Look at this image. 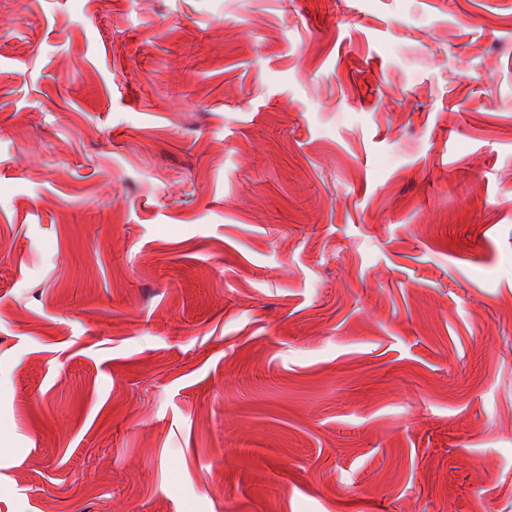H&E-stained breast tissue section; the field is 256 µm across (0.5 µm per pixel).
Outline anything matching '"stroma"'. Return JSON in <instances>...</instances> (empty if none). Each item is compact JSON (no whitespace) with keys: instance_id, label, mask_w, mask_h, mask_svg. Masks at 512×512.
<instances>
[{"instance_id":"obj_1","label":"stroma","mask_w":512,"mask_h":512,"mask_svg":"<svg viewBox=\"0 0 512 512\" xmlns=\"http://www.w3.org/2000/svg\"><path fill=\"white\" fill-rule=\"evenodd\" d=\"M0 512H512V0H0Z\"/></svg>"}]
</instances>
